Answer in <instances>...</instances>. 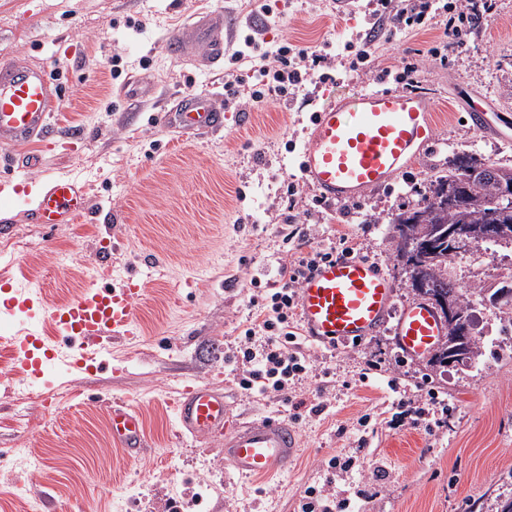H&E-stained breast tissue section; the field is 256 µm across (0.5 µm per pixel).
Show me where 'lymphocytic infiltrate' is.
<instances>
[{
    "label": "lymphocytic infiltrate",
    "instance_id": "lymphocytic-infiltrate-1",
    "mask_svg": "<svg viewBox=\"0 0 512 512\" xmlns=\"http://www.w3.org/2000/svg\"><path fill=\"white\" fill-rule=\"evenodd\" d=\"M247 46L258 58V65L251 72L225 81L224 88L233 96L239 95L243 88H250V97L255 102L264 95L284 94L302 84L304 77L294 67V60L308 61L315 67L326 60L325 54L288 44L272 49L251 40ZM283 241L297 243L305 253L293 264H281L276 280L253 296L256 311L242 329V340L236 351L226 357L227 362L240 371L237 378L240 388L282 400L287 399L298 382L313 370L294 323L296 289L304 273L312 270L316 262L354 253L349 245L340 249L310 248V240L301 227L286 233Z\"/></svg>",
    "mask_w": 512,
    "mask_h": 512
}]
</instances>
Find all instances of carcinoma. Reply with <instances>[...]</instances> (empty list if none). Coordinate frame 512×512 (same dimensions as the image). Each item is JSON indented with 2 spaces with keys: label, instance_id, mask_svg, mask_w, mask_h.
<instances>
[{
  "label": "carcinoma",
  "instance_id": "obj_1",
  "mask_svg": "<svg viewBox=\"0 0 512 512\" xmlns=\"http://www.w3.org/2000/svg\"><path fill=\"white\" fill-rule=\"evenodd\" d=\"M503 183H512V165L486 162L474 156L457 157L448 165V173L431 181L423 205L392 215L389 224L398 261L408 287L418 297L425 299L448 288L459 289L460 284L448 276V266L464 253L448 251L444 241L433 251L414 256L405 250L402 242L418 235H439L445 224H485L494 220L512 224V212L505 213L500 207ZM505 288L512 291V284L479 288L477 292L495 308L512 307V298L496 299Z\"/></svg>",
  "mask_w": 512,
  "mask_h": 512
}]
</instances>
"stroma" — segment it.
Listing matches in <instances>:
<instances>
[{"label":"stroma","instance_id":"stroma-1","mask_svg":"<svg viewBox=\"0 0 512 512\" xmlns=\"http://www.w3.org/2000/svg\"><path fill=\"white\" fill-rule=\"evenodd\" d=\"M381 11L379 0H274L268 13L260 0H0V59L41 66L61 86L52 148L36 140L0 163L41 156L89 197L79 223H31L27 210L46 182L30 172L21 199L0 211V244L16 246L0 258V279L69 301L105 254L115 274L146 278L138 335L111 340L97 373L56 372L21 399L13 360L0 363V505L16 500L20 482L37 512H117L125 497L137 512H169L202 482L213 488L202 512H301L310 486L351 499L355 512H498L512 499V360L489 354L512 345L510 331L481 339L478 367L464 370L408 359L386 332L336 350L310 342L313 372L288 403L241 389L231 365L211 357L214 345L238 346L254 281H273L279 264L296 260L282 243L286 225H307L323 248L347 234L357 256L391 277L401 306L413 295L389 242V215L422 203L454 155L512 164V0H495L487 21L463 26L459 45L443 41L447 15L391 35ZM207 15L230 21L225 60L207 64L199 48L169 55L166 38ZM369 33L371 58L362 62L343 44ZM249 34L324 51L328 61L292 94L249 109L230 103L227 74L251 67L231 56ZM405 62L437 104L432 141L389 186L344 206L318 202L299 167L313 111L339 92L397 87ZM386 69L391 77L381 78ZM204 92L230 116L249 111L250 122L187 133L159 120L177 99ZM472 101L486 106L492 126L469 123ZM153 256L158 267L145 268ZM370 361L381 373H365ZM195 384L222 391L232 418L274 414L294 426L291 464L268 478L241 476L224 460L223 438H181L169 403ZM398 390L424 406L445 399L442 427L389 428ZM116 400L143 416L139 457L111 445L107 408ZM318 404L323 413H314ZM334 456L354 458L355 476L329 469Z\"/></svg>","mask_w":512,"mask_h":512}]
</instances>
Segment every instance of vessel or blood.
Instances as JSON below:
<instances>
[{
  "instance_id": "obj_1",
  "label": "vessel or blood",
  "mask_w": 512,
  "mask_h": 512,
  "mask_svg": "<svg viewBox=\"0 0 512 512\" xmlns=\"http://www.w3.org/2000/svg\"><path fill=\"white\" fill-rule=\"evenodd\" d=\"M203 44L211 61L224 55V27L206 18L169 35L173 54ZM57 91L49 74L17 61L0 60V144L21 145L47 138L51 102ZM434 100L422 91L374 89L340 96L320 106L300 162L304 178L321 199L347 204L395 180L420 147L432 139L430 114ZM178 116L184 130L213 131L224 115L208 95L180 99L162 121ZM88 213V198L70 179L51 177L31 210L38 224H73ZM145 290L141 279L129 276L119 286L90 284L73 300L50 303L42 290H30L16 280L0 281V295L9 297L8 314L23 313L26 326L13 337L14 360L21 382L41 378L63 366L88 374L101 365L104 339L137 333L133 303ZM395 285L371 260L336 257L319 262L303 279L297 311L307 340L329 348L346 346L390 329L408 358L429 356L447 335L448 327L427 302L394 304ZM53 336H46L44 322ZM173 411L181 431L194 439L223 437L224 457L238 472L265 476L287 466L298 446V432L287 422L260 417L247 423L230 419L223 394L206 385L185 389ZM109 432L115 449L139 456L144 447L141 414L116 402L109 411Z\"/></svg>"
}]
</instances>
